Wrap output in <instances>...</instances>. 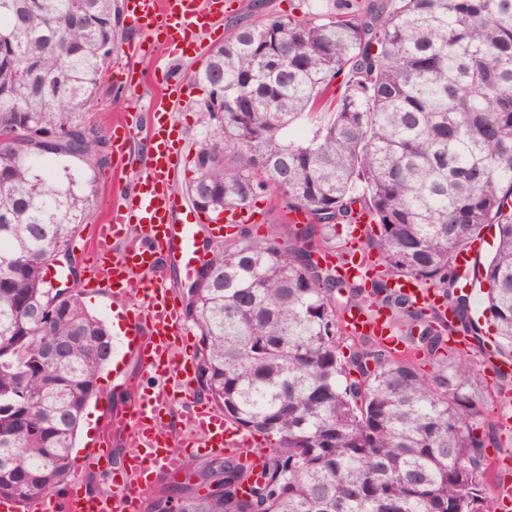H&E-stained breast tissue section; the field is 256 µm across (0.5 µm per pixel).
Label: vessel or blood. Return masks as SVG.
I'll return each mask as SVG.
<instances>
[{"mask_svg": "<svg viewBox=\"0 0 512 512\" xmlns=\"http://www.w3.org/2000/svg\"><path fill=\"white\" fill-rule=\"evenodd\" d=\"M129 4L137 29L150 47L172 54L190 48L198 32H216V20L224 12L223 0H129ZM164 94L166 103L147 112L150 136L144 144V169L125 202L110 207L105 222L95 225L90 258L83 270L85 286L107 293L123 314L124 329L112 339V374L129 398L123 407L106 415L112 429L130 435L136 445L124 469L111 475L122 494L115 499L94 496L77 479L57 498L20 504L2 497L0 512H139L151 476L178 475L196 454H221L253 445L249 434L231 429L214 408L200 402L182 414L179 445H171L168 435L158 429L173 403L190 396L195 364L185 344L188 331L181 310L167 282L175 271L194 276L206 260L198 244L203 214L173 187L183 145L171 137L175 122L170 105L181 99L180 82H167ZM255 221L253 210H230L211 232L224 237L233 234L237 225ZM130 225L140 244L113 256V239ZM477 252L473 246L455 257L456 266L469 275L465 288L469 295L480 286L471 275ZM373 263V258L359 250L353 261L339 264L338 269L347 279L366 278L373 273ZM135 285L141 291L137 302L129 299ZM392 287L417 304L431 307L438 303L435 291L421 287L411 276L395 279ZM344 325L352 334L376 337L395 350L402 347L387 313L371 316L355 310L345 315ZM129 355L139 364V376L125 373L124 359Z\"/></svg>", "mask_w": 512, "mask_h": 512, "instance_id": "obj_1", "label": "vessel or blood"}]
</instances>
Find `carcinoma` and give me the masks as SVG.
Wrapping results in <instances>:
<instances>
[{"label": "carcinoma", "instance_id": "carcinoma-1", "mask_svg": "<svg viewBox=\"0 0 512 512\" xmlns=\"http://www.w3.org/2000/svg\"><path fill=\"white\" fill-rule=\"evenodd\" d=\"M242 25L192 79L202 139L186 193L205 214L269 192L307 222L240 227L215 242L184 319L200 336L199 389L225 421L266 438L214 459L207 477L154 495L152 512H499L487 495L478 401L447 336L477 338L454 257L486 225V310L512 346V0H325L298 17ZM117 0H0V498L66 483L84 411L112 361V335L48 286L108 165L83 121L117 40ZM323 124L301 135L322 110ZM380 232L377 272L348 280L314 258L356 207ZM410 275L454 321L395 293ZM386 309L406 349L342 314ZM435 370L420 369L422 360Z\"/></svg>", "mask_w": 512, "mask_h": 512}]
</instances>
